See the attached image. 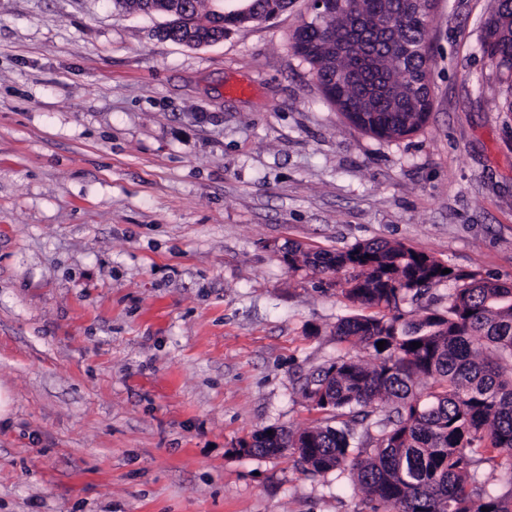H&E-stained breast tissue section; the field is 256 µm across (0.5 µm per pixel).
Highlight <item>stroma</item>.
Instances as JSON below:
<instances>
[{"label":"stroma","mask_w":512,"mask_h":512,"mask_svg":"<svg viewBox=\"0 0 512 512\" xmlns=\"http://www.w3.org/2000/svg\"><path fill=\"white\" fill-rule=\"evenodd\" d=\"M492 0H436L432 109L386 142L273 19L191 48L112 0H0V512H369L347 475L236 454L311 423L357 309L288 247L398 240L512 283Z\"/></svg>","instance_id":"stroma-1"}]
</instances>
